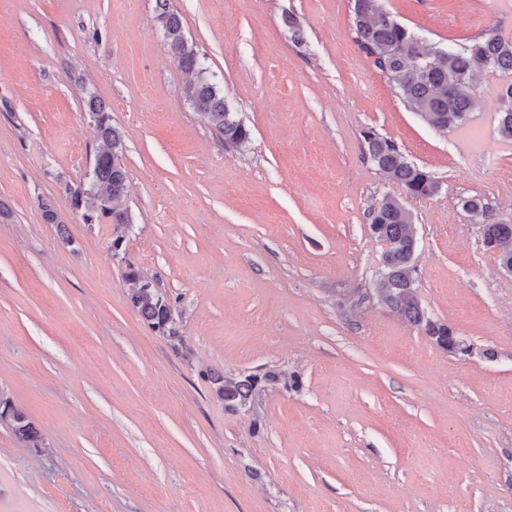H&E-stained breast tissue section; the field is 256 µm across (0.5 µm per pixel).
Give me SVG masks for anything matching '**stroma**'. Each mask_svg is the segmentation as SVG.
Returning a JSON list of instances; mask_svg holds the SVG:
<instances>
[{
	"instance_id": "obj_1",
	"label": "stroma",
	"mask_w": 512,
	"mask_h": 512,
	"mask_svg": "<svg viewBox=\"0 0 512 512\" xmlns=\"http://www.w3.org/2000/svg\"><path fill=\"white\" fill-rule=\"evenodd\" d=\"M169 2L246 145L187 100L156 0H0V395L45 441L0 422V512H512V274L462 208L512 222L499 80L442 133L360 49L353 0ZM384 5L430 47L512 36L500 0ZM91 96L124 143L127 224L71 204ZM367 130L439 184L406 202L414 287L468 353L378 301L369 211L401 190ZM131 270L181 345L132 308ZM215 375L258 392L229 409Z\"/></svg>"
}]
</instances>
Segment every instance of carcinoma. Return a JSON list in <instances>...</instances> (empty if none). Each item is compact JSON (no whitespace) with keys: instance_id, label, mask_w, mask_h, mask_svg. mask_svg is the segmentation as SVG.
Returning <instances> with one entry per match:
<instances>
[{"instance_id":"carcinoma-1","label":"carcinoma","mask_w":512,"mask_h":512,"mask_svg":"<svg viewBox=\"0 0 512 512\" xmlns=\"http://www.w3.org/2000/svg\"><path fill=\"white\" fill-rule=\"evenodd\" d=\"M353 2L359 46L366 50V55L375 56L374 67L425 124L437 131L465 124L471 107L466 87L474 66L480 64L502 81L504 104L496 113L497 129L503 138L512 140V36L489 31L461 44L433 49L422 46L420 37L396 20L384 7L383 0ZM156 11L168 52L181 68L194 75L186 87V95L201 119L228 145L248 141L250 130L210 81L207 68L184 35L179 15L170 10L168 0H156ZM88 110L101 146L95 157L92 181L73 191V205L82 211L83 219L89 224L100 218L127 224L128 215L117 209V203L128 190L121 134L112 126L104 104L91 97ZM365 141L370 160L407 197L422 200L437 193L439 185L430 172L409 162L394 142L370 131L365 133ZM370 216L372 232L385 244L379 303L423 328L442 348L450 352L465 351L449 327L426 316L413 287L412 260L417 242L412 230V213L400 198L387 195L371 210ZM481 230L483 241L497 247L500 268L511 274L512 223L487 221ZM128 281L132 307L173 344L181 343L174 310L158 294L154 284L133 270L128 273ZM212 383L216 394L229 408L246 404L257 391V381L250 378L237 380L218 375L212 377ZM0 418L11 422L17 438L34 448L40 447V433L8 398L0 397Z\"/></svg>"}]
</instances>
